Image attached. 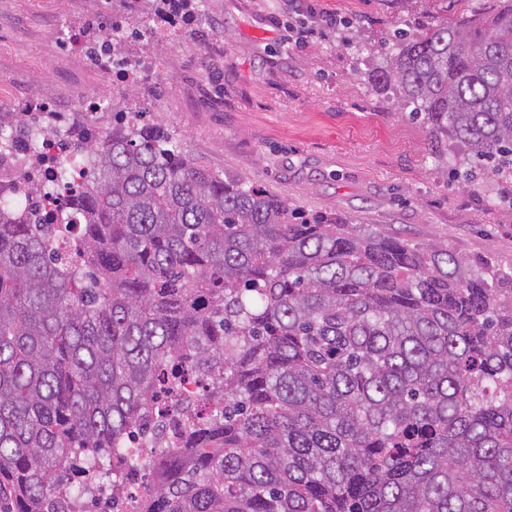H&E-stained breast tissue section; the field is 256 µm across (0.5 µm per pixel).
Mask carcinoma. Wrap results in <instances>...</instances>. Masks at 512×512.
<instances>
[{"instance_id": "obj_1", "label": "carcinoma", "mask_w": 512, "mask_h": 512, "mask_svg": "<svg viewBox=\"0 0 512 512\" xmlns=\"http://www.w3.org/2000/svg\"><path fill=\"white\" fill-rule=\"evenodd\" d=\"M373 74L448 163L512 176V0L397 30ZM56 130L85 182L0 211V512H86L137 468L158 388L209 397L157 441L141 512H512V274L184 152L161 116Z\"/></svg>"}]
</instances>
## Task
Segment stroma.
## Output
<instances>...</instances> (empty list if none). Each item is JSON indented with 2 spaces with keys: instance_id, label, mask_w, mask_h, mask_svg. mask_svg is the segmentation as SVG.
<instances>
[{
  "instance_id": "35a3bbf8",
  "label": "stroma",
  "mask_w": 512,
  "mask_h": 512,
  "mask_svg": "<svg viewBox=\"0 0 512 512\" xmlns=\"http://www.w3.org/2000/svg\"><path fill=\"white\" fill-rule=\"evenodd\" d=\"M203 0L191 28L157 53L168 79L132 105L160 114L190 155L241 175L309 214L336 212L423 246L512 270V180L474 181L438 165L428 132L375 89L380 44L395 29L491 10L495 0ZM94 13L69 0H0V106L23 86L64 98L108 94L92 66L51 56L68 26Z\"/></svg>"
}]
</instances>
